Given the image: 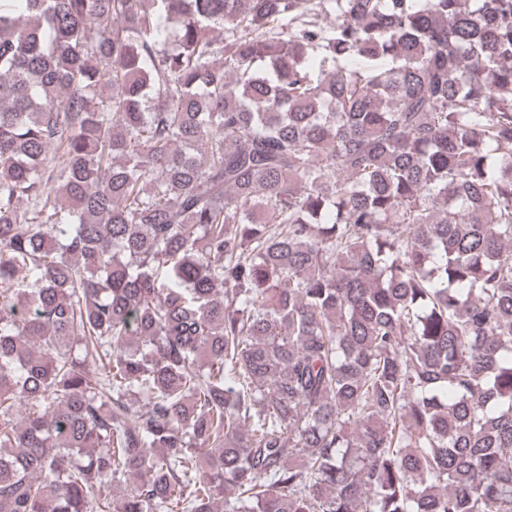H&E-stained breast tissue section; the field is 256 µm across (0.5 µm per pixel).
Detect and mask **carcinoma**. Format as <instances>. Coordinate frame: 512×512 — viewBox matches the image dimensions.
Wrapping results in <instances>:
<instances>
[{"label":"carcinoma","instance_id":"cac0c4a2","mask_svg":"<svg viewBox=\"0 0 512 512\" xmlns=\"http://www.w3.org/2000/svg\"><path fill=\"white\" fill-rule=\"evenodd\" d=\"M0 512H512V0H0Z\"/></svg>","mask_w":512,"mask_h":512}]
</instances>
